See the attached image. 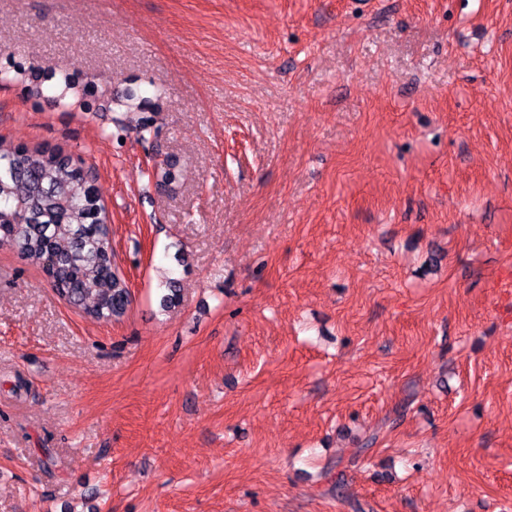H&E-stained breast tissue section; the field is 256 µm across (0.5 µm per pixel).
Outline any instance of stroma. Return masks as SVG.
I'll return each mask as SVG.
<instances>
[{"label":"stroma","instance_id":"35a3bbf8","mask_svg":"<svg viewBox=\"0 0 512 512\" xmlns=\"http://www.w3.org/2000/svg\"><path fill=\"white\" fill-rule=\"evenodd\" d=\"M32 59L165 99L152 146L0 85L132 293L0 245V512H512V0H0ZM174 168V160L167 156L161 160L155 159L151 167L147 168L146 173L150 178L156 180L157 186L166 190L169 189L175 179L173 174Z\"/></svg>","mask_w":512,"mask_h":512}]
</instances>
